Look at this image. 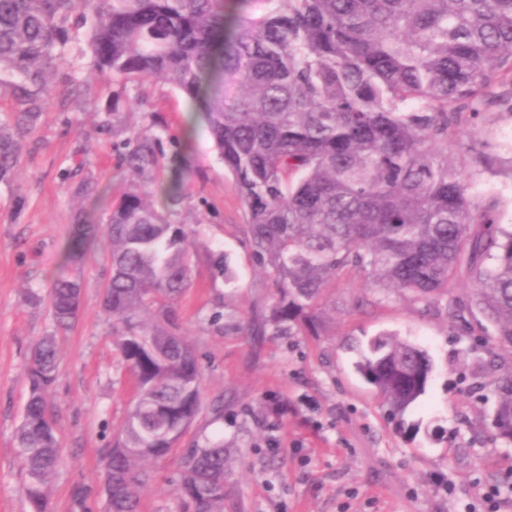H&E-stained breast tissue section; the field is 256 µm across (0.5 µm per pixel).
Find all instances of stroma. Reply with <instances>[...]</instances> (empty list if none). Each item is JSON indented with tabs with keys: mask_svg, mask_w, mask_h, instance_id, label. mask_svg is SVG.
Instances as JSON below:
<instances>
[{
	"mask_svg": "<svg viewBox=\"0 0 512 512\" xmlns=\"http://www.w3.org/2000/svg\"><path fill=\"white\" fill-rule=\"evenodd\" d=\"M66 28L75 65L52 73L51 98L24 137L17 177L0 183V512L27 509L15 433L27 400L30 349L53 329L46 295L62 248L82 209L104 218L129 184L124 155L136 132L156 140L164 161L177 139L190 144L185 195L170 220L193 230L198 243L181 315L204 379L203 410L181 445L223 435L224 512H469L492 488L512 512V446L496 441L487 426L493 385L484 368L486 338L449 326L428 303L370 286L352 269L336 282L321 335L254 340L245 328L274 286L245 242L236 183L206 126H188L186 101L167 83L100 77L86 53L82 19L70 17ZM459 139L490 159L512 156V109L483 110ZM466 179L475 202L499 194L503 221L512 224L511 179L472 166ZM216 255L227 256L233 284L212 277ZM75 274L81 314L60 338L49 396L62 448L52 510L107 512L103 450L124 421L132 381L101 314L107 251L88 255ZM31 289L40 301L26 300ZM386 332L426 349L434 363L425 395L405 416L420 426L413 434L400 432L355 371L368 342ZM152 469L143 512H179L175 458ZM80 487L88 493L82 504L75 497Z\"/></svg>",
	"mask_w": 512,
	"mask_h": 512,
	"instance_id": "obj_1",
	"label": "stroma"
}]
</instances>
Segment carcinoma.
Listing matches in <instances>:
<instances>
[{
  "mask_svg": "<svg viewBox=\"0 0 512 512\" xmlns=\"http://www.w3.org/2000/svg\"><path fill=\"white\" fill-rule=\"evenodd\" d=\"M234 4L233 12L227 6ZM0 0V77L19 76L13 131L0 123V182L13 179L21 138L46 104L50 71L70 64L65 22H89L99 75L160 80L208 125L244 205L242 233L274 285L250 332L317 335L340 274L425 302L446 300L448 324L471 318L496 336L491 426L512 443V224L500 201L474 202L452 160L457 129L497 86L512 92V0ZM124 157L139 178L100 223L77 220L63 262L80 267L104 242L112 265L102 315L135 394L106 449L107 512H141L151 464L177 453L202 410V371L179 331L196 245L145 188L160 166L155 140L133 135ZM186 149L169 160L168 205L184 194ZM459 280L462 297H448ZM81 285L49 293L52 334L31 348L28 398L16 431L27 512H52L61 463L48 400L57 336L78 318ZM356 371L390 414L425 394L428 354L395 334L369 343ZM179 454V453H177ZM224 438L179 454L180 512H224Z\"/></svg>",
  "mask_w": 512,
  "mask_h": 512,
  "instance_id": "obj_1",
  "label": "carcinoma"
}]
</instances>
